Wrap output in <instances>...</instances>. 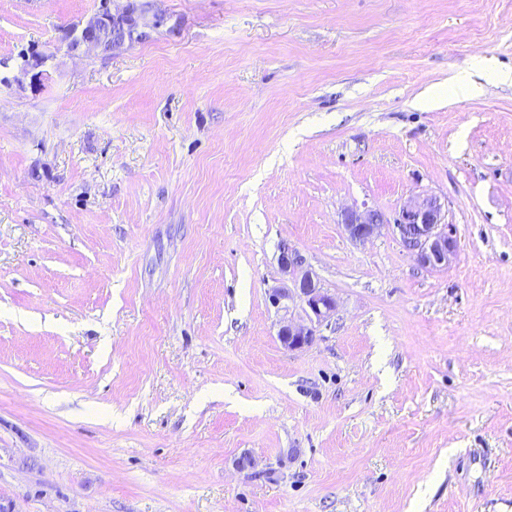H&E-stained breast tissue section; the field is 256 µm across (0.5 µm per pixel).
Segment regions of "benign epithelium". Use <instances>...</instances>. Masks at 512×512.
Returning <instances> with one entry per match:
<instances>
[{"mask_svg": "<svg viewBox=\"0 0 512 512\" xmlns=\"http://www.w3.org/2000/svg\"><path fill=\"white\" fill-rule=\"evenodd\" d=\"M149 14L150 5L146 0L135 12L125 11L119 16L105 6L88 31L76 39L64 41V45L72 54H109L117 44L130 37H147V29L158 24V19H149ZM341 225L349 239L359 244L369 240L380 228L390 227L406 243V249L417 264L425 269L447 266L458 249L455 229L445 221L441 202L432 196L417 199L391 216L376 209H349L342 214ZM278 263L282 276L291 286L271 289L269 301L284 312L292 306L300 308L303 319L296 323L283 316L277 338L284 349L300 351L310 347L320 328L335 317L336 296L320 285L299 250L283 247Z\"/></svg>", "mask_w": 512, "mask_h": 512, "instance_id": "benign-epithelium-1", "label": "benign epithelium"}]
</instances>
